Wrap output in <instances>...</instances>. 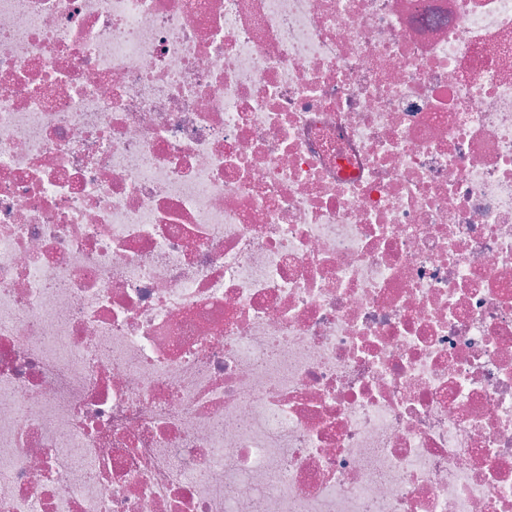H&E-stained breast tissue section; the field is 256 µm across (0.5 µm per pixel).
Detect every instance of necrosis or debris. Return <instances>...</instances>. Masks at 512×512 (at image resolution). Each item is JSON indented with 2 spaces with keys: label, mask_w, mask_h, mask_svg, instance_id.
<instances>
[{
  "label": "necrosis or debris",
  "mask_w": 512,
  "mask_h": 512,
  "mask_svg": "<svg viewBox=\"0 0 512 512\" xmlns=\"http://www.w3.org/2000/svg\"><path fill=\"white\" fill-rule=\"evenodd\" d=\"M0 512H512V0H0Z\"/></svg>",
  "instance_id": "obj_1"
}]
</instances>
